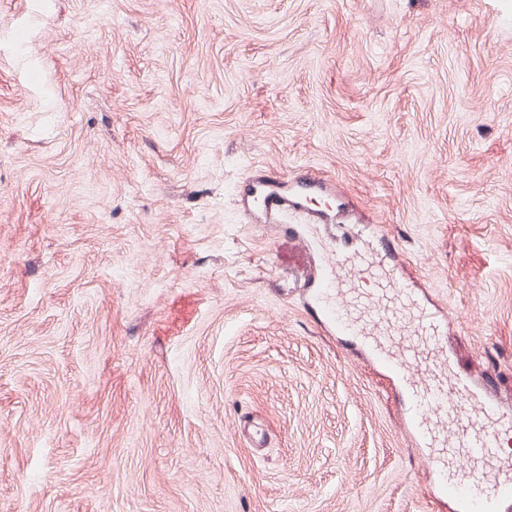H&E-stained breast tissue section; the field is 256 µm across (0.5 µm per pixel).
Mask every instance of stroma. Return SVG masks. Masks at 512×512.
<instances>
[{"label": "stroma", "mask_w": 512, "mask_h": 512, "mask_svg": "<svg viewBox=\"0 0 512 512\" xmlns=\"http://www.w3.org/2000/svg\"><path fill=\"white\" fill-rule=\"evenodd\" d=\"M256 168L335 182L512 398V0H0V512H435Z\"/></svg>", "instance_id": "1"}]
</instances>
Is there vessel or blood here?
<instances>
[{
  "label": "vessel or blood",
  "instance_id": "obj_1",
  "mask_svg": "<svg viewBox=\"0 0 512 512\" xmlns=\"http://www.w3.org/2000/svg\"><path fill=\"white\" fill-rule=\"evenodd\" d=\"M267 181L257 171L245 188L272 222L292 210L302 211L308 221H324L322 211L310 205L318 186L315 175L298 176L294 200L267 189ZM396 255L390 242L377 252L362 244L350 252L326 249L321 267L302 285L307 308L336 335L355 337L401 399L404 431L422 449L423 466L434 472L435 498L445 512H501L512 505V455L499 446L512 432V401L497 394L492 373L456 368L447 343L450 313L432 300L426 282L404 275ZM376 268L411 310L410 323L399 322L380 292L370 296L363 315L350 311L349 298Z\"/></svg>",
  "mask_w": 512,
  "mask_h": 512
}]
</instances>
